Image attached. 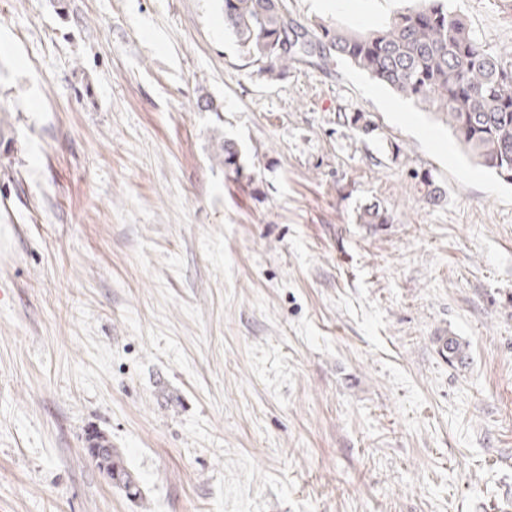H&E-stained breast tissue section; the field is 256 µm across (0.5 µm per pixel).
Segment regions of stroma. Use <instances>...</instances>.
I'll return each instance as SVG.
<instances>
[{
	"instance_id": "stroma-1",
	"label": "stroma",
	"mask_w": 512,
	"mask_h": 512,
	"mask_svg": "<svg viewBox=\"0 0 512 512\" xmlns=\"http://www.w3.org/2000/svg\"><path fill=\"white\" fill-rule=\"evenodd\" d=\"M457 6L512 48V0ZM0 512H512V186L345 60L257 75L222 0H8ZM97 442L95 444H92V454L94 456L101 455L103 450L105 448H98ZM93 455H90L93 459ZM97 465V467L108 473L110 469L112 471L110 472V478L112 480V475L115 473V479L117 481V475L119 476V479L121 481V485L124 488H127L129 493L133 494L134 497H140L141 496V490L140 487L136 481V479L132 476V474L127 470L124 459L122 454L118 451L117 448H112L111 445L108 446V449L101 455V457H97L96 459H93ZM132 487V489H131Z\"/></svg>"
}]
</instances>
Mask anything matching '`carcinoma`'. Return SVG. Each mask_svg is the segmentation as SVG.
Here are the masks:
<instances>
[{"mask_svg": "<svg viewBox=\"0 0 512 512\" xmlns=\"http://www.w3.org/2000/svg\"><path fill=\"white\" fill-rule=\"evenodd\" d=\"M224 29L262 77H281L300 62L347 60L400 97L439 113L466 154L512 185V63L484 49L451 0H419L368 32L300 24L285 0H224ZM224 169L241 170L239 151L229 141ZM358 220L388 224L391 217L371 205ZM95 463L141 496L118 449L108 448Z\"/></svg>", "mask_w": 512, "mask_h": 512, "instance_id": "carcinoma-1", "label": "carcinoma"}]
</instances>
